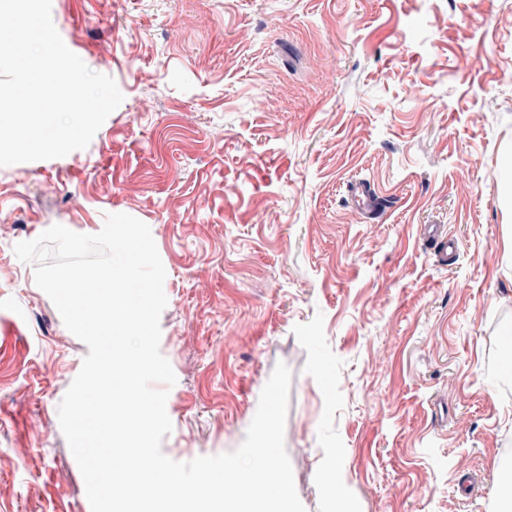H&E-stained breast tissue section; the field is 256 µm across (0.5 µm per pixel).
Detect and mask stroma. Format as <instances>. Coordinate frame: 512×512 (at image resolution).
<instances>
[{
  "instance_id": "stroma-1",
  "label": "stroma",
  "mask_w": 512,
  "mask_h": 512,
  "mask_svg": "<svg viewBox=\"0 0 512 512\" xmlns=\"http://www.w3.org/2000/svg\"><path fill=\"white\" fill-rule=\"evenodd\" d=\"M124 96L0 167V512H91L57 408L88 347L14 247L146 223L176 383L162 450L239 447L277 363L306 512H498L512 457V0H52ZM359 177L385 198L350 208ZM446 225L440 265L423 235ZM426 230V239L432 243L439 262L447 265L448 256L454 255L458 250V240L449 235L441 224H428Z\"/></svg>"
}]
</instances>
